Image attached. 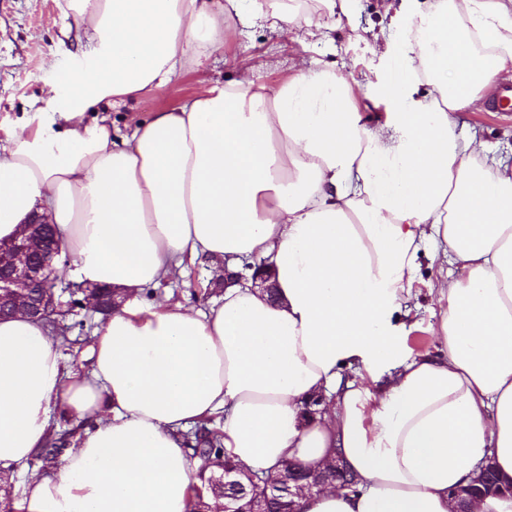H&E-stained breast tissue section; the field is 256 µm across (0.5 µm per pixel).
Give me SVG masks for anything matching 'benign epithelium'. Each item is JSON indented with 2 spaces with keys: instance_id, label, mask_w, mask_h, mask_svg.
Listing matches in <instances>:
<instances>
[{
  "instance_id": "obj_1",
  "label": "benign epithelium",
  "mask_w": 512,
  "mask_h": 512,
  "mask_svg": "<svg viewBox=\"0 0 512 512\" xmlns=\"http://www.w3.org/2000/svg\"><path fill=\"white\" fill-rule=\"evenodd\" d=\"M44 220L25 225L17 236L0 242V313L20 309L33 319H43L62 307L60 296L49 287L54 260L62 252L57 236L44 231ZM280 493L288 498V512H298L295 498L301 479L271 476Z\"/></svg>"
}]
</instances>
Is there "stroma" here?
Here are the masks:
<instances>
[{"label":"stroma","mask_w":512,"mask_h":512,"mask_svg":"<svg viewBox=\"0 0 512 512\" xmlns=\"http://www.w3.org/2000/svg\"><path fill=\"white\" fill-rule=\"evenodd\" d=\"M431 0H350L346 14L327 18L326 37L309 42L301 28L288 34L270 31L261 19L237 26L223 46L214 49L206 73L210 85L221 86L251 71L256 83L274 86L296 71L301 59L314 67H329L337 76L354 79L374 88L370 98L360 99V111L384 116L387 104L380 94L386 85L404 77V43L412 35ZM78 31L65 0H0V126L11 128L28 113L45 110L50 85L71 68L85 64ZM201 75L187 70L163 89L135 102L113 108L110 118L122 127L144 118L159 107L174 106L192 96ZM457 129L484 141L497 155L512 163V116L489 109L477 101L462 113ZM441 252L423 248L417 258L418 275L405 296L400 321L409 327L404 351L409 355L431 349L429 333L439 307L431 291L438 274ZM224 274L223 265L195 261L183 272L154 286L157 295L196 309L211 302L205 288ZM62 322L67 338L60 343L65 363L76 372L87 369L90 338L101 324V316L88 305L66 309Z\"/></svg>","instance_id":"stroma-1"}]
</instances>
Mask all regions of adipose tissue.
Returning a JSON list of instances; mask_svg holds the SVG:
<instances>
[{
	"instance_id": "adipose-tissue-1",
	"label": "adipose tissue",
	"mask_w": 512,
	"mask_h": 512,
	"mask_svg": "<svg viewBox=\"0 0 512 512\" xmlns=\"http://www.w3.org/2000/svg\"><path fill=\"white\" fill-rule=\"evenodd\" d=\"M252 2L272 30L323 36L279 0ZM240 3L68 0L89 67L0 131V240L46 216L74 276L125 297L86 374L46 324L0 320V476L46 444L53 409L92 422L28 483L23 512H190L181 432L214 415L251 471L337 456L358 475V492L303 494L300 512H456L452 490L488 460L512 480V165L456 121L512 71V0H434L377 124L355 107L366 87L303 66L274 88H203L113 135L106 111L201 71ZM429 242L465 275L438 283L435 348L409 357L394 316ZM198 259L260 260L275 291L231 284L206 311L144 299Z\"/></svg>"
}]
</instances>
